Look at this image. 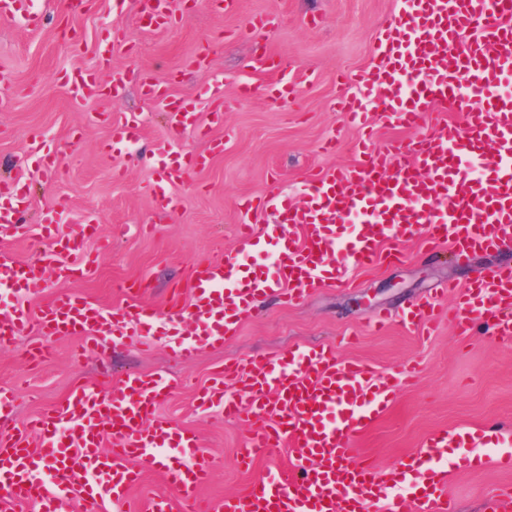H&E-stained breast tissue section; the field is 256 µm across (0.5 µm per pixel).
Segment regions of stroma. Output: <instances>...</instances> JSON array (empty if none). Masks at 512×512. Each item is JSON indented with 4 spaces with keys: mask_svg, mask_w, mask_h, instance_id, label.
<instances>
[{
    "mask_svg": "<svg viewBox=\"0 0 512 512\" xmlns=\"http://www.w3.org/2000/svg\"><path fill=\"white\" fill-rule=\"evenodd\" d=\"M400 2L238 0L233 12L219 14L210 0H195L182 22L153 32L137 25L138 0L118 6L113 0H87L81 11L70 10L64 0H34L44 15L36 31L24 15L0 19V89L11 96L10 105L0 109V179H20L30 226L26 237L7 247L21 262L54 257L44 288L21 300L25 307L37 312L64 290L109 307L122 302L115 284L126 280L138 282L137 301L165 313L173 289L187 282L197 260L234 252L242 199L280 188L297 202L311 171L353 165L352 145L360 131L343 125L333 105L341 90H354L379 61L380 38L397 18ZM258 15L271 17V24L245 36L244 28ZM116 28L124 31L127 46L113 54L114 71L147 69L175 78L177 95L203 102L209 99L208 88L222 85L224 125L214 134L223 138L224 152L179 187L180 204L172 210H160L150 190L155 147L168 137L165 114L144 100L133 82L120 100L76 106L56 81L60 72L95 66L94 43ZM259 42L315 72V79L301 82L296 96L277 102L259 93L239 96V81L255 74L252 56ZM206 47L209 67L191 68V57ZM129 112L143 120L139 134L105 152L110 119ZM35 137L57 154L56 167L45 168L39 156L29 153ZM61 204L67 211L56 224L58 235L89 219L98 226V236L84 245L96 261L90 276L63 280L56 275L68 258L56 253L43 227ZM404 253V259L361 270L357 288L323 286L292 307L266 300L224 346L203 349L189 363L176 361L160 339L147 345L119 341L101 357L80 360V338L50 337L49 356L29 369L23 357L38 339L19 333L12 343L0 345V387L19 393L14 417L0 426V437L23 431L77 386L103 380L115 386L129 372L161 373L173 389L158 416L195 431L217 460L203 496L242 495L256 478L286 467L289 452L279 448L252 468H240L237 457L247 443L248 424L196 411L198 391L227 361L332 344L339 358L362 360L386 374L407 362L422 369L419 381L400 389L387 412L354 442L357 456L380 469L407 471L413 460L427 458L431 437L443 431H456L468 442L487 425L499 427L502 441L478 448L479 464H457L448 473L455 512H489L493 496L512 488V470L496 464L498 454L512 452V442L505 439L512 433V348L483 335H452L444 320L423 335L405 328L399 316L445 280L464 285L487 266L512 265V246L477 252L464 262L411 243ZM380 310L388 311L392 322L378 332L367 320Z\"/></svg>",
    "mask_w": 512,
    "mask_h": 512,
    "instance_id": "1",
    "label": "stroma"
}]
</instances>
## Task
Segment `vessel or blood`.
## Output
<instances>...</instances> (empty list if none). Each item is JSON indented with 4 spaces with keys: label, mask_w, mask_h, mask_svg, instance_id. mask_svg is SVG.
I'll use <instances>...</instances> for the list:
<instances>
[{
    "label": "vessel or blood",
    "mask_w": 512,
    "mask_h": 512,
    "mask_svg": "<svg viewBox=\"0 0 512 512\" xmlns=\"http://www.w3.org/2000/svg\"><path fill=\"white\" fill-rule=\"evenodd\" d=\"M400 18L381 37L383 66L363 75L359 89L340 101L346 123L373 127L377 118L420 126L434 105L463 106L462 122L441 121L430 134L410 142L376 146L363 140L350 168L314 173L294 203L274 193L244 200L238 249L220 261L202 259L191 268L185 290L174 293L163 336L175 359L190 361L204 348L223 346L238 323L271 297L300 303L327 284L350 285L355 269L371 267L392 256L401 243L418 240L461 254L497 250L512 244V95L502 93L512 78V0H402ZM32 0H0V16L26 15L40 27L42 15ZM259 70L276 73L265 85L244 81L242 94L263 93L273 99L296 94L294 60L259 54ZM74 103L118 98L125 75L102 81L93 70L65 75ZM143 97L167 117L169 140L158 156L169 159L154 195L163 208L177 204L174 186L187 183L204 167L203 154L174 155L172 145L185 133L211 138L223 123L221 89H213L209 123L199 120L196 102L176 97L147 73L138 78ZM140 117L124 114L112 126V140L130 141ZM480 160L473 178L462 164ZM16 183L0 182V239H19L22 224L12 200ZM276 216L273 224H251L253 215ZM79 226L57 240L58 252L70 256L64 276L90 272L93 259L82 242L94 233ZM274 243L271 267L255 270L250 259ZM45 264L19 263L0 249V287L23 295L43 286ZM454 294L448 324L459 336L484 324L492 338L512 345V267L479 275L465 287L448 283ZM125 302L104 308L87 298L60 293L32 313L23 306L0 314V344L19 331L35 336L72 334L86 338L98 351L121 339L145 342L158 316L155 308L132 301L133 287H119ZM440 312L435 297L412 303L403 314L406 327L430 329ZM417 365H403L383 375L360 360L338 361L333 347L251 356L225 364L217 379L199 396L202 411L253 424L240 463L251 466L270 449L290 446L295 460L286 472L255 480L241 496L217 501L199 497L213 465L212 456L189 429L159 419V402L169 381L159 375L130 373L112 390L80 386L52 412L30 424L41 439L40 450L23 437L0 441V504H34L35 512H122L130 490L141 479L140 462L163 466L169 495L150 502L149 512H369L384 501L388 512H411L409 494L398 491L391 474L372 462H355L353 438L391 405L399 386L416 381ZM234 394H226L225 381ZM52 483L44 485L43 469ZM447 479L434 470L423 478V512H449Z\"/></svg>",
    "instance_id": "1"
}]
</instances>
